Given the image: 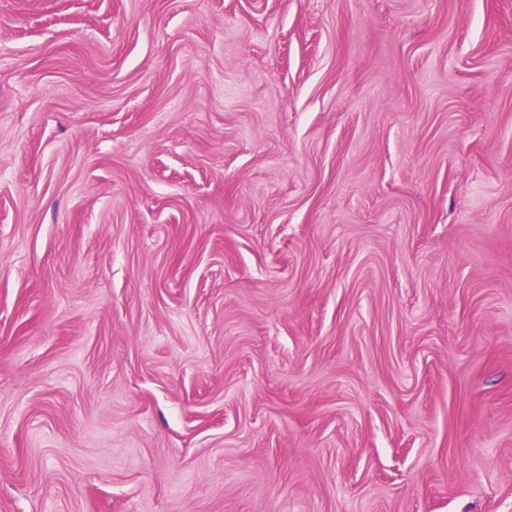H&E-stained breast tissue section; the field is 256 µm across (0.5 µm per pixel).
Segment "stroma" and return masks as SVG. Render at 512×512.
I'll return each mask as SVG.
<instances>
[{
  "mask_svg": "<svg viewBox=\"0 0 512 512\" xmlns=\"http://www.w3.org/2000/svg\"><path fill=\"white\" fill-rule=\"evenodd\" d=\"M0 512H512V0H0Z\"/></svg>",
  "mask_w": 512,
  "mask_h": 512,
  "instance_id": "stroma-1",
  "label": "stroma"
}]
</instances>
